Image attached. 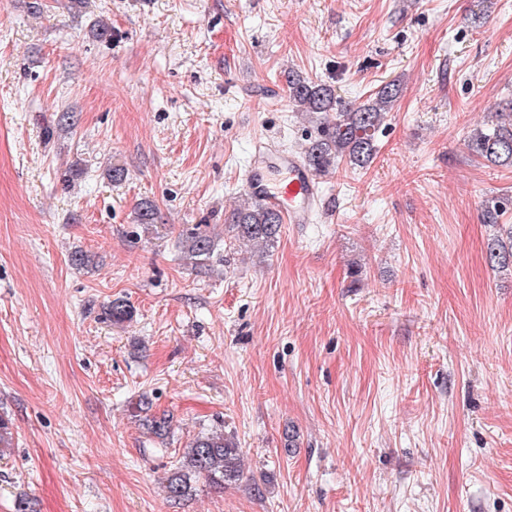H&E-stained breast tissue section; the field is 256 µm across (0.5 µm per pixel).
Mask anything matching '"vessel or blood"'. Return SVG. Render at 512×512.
Segmentation results:
<instances>
[{"instance_id":"obj_1","label":"vessel or blood","mask_w":512,"mask_h":512,"mask_svg":"<svg viewBox=\"0 0 512 512\" xmlns=\"http://www.w3.org/2000/svg\"><path fill=\"white\" fill-rule=\"evenodd\" d=\"M246 191L262 206L278 211L285 223L308 224L325 205L321 183L295 153L271 139H255L243 172Z\"/></svg>"}]
</instances>
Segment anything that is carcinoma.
<instances>
[{"label": "carcinoma", "instance_id": "carcinoma-1", "mask_svg": "<svg viewBox=\"0 0 512 512\" xmlns=\"http://www.w3.org/2000/svg\"><path fill=\"white\" fill-rule=\"evenodd\" d=\"M287 84L288 101L296 111L336 114V119L325 123L305 150V161L313 171L323 172L341 160L363 168L372 160L376 134L385 124L399 93L397 84H384L371 99L356 107L343 105L331 86L310 81L297 73H288ZM470 147L474 154L492 164L512 167V113H495V121L471 137ZM498 213L496 208L486 212L495 230L487 244V260L497 269L512 268V224L497 223ZM136 220L140 224L156 223L155 205L150 201L140 203ZM281 224L282 216L278 212L255 204L236 210L225 231L236 241L265 249L275 243ZM213 246L212 237L202 231L190 232L182 240L184 254L196 262L209 256ZM106 314L113 323L119 324L131 319L133 310L117 299L107 307ZM137 411L143 414L141 425L147 433L157 438L169 433L170 415L152 412L148 397L139 400ZM240 473L241 456L236 444L222 432L203 434L189 445L179 466L167 477L165 492L174 501L184 500L191 495L193 483L202 476L223 486L238 480Z\"/></svg>", "mask_w": 512, "mask_h": 512}]
</instances>
